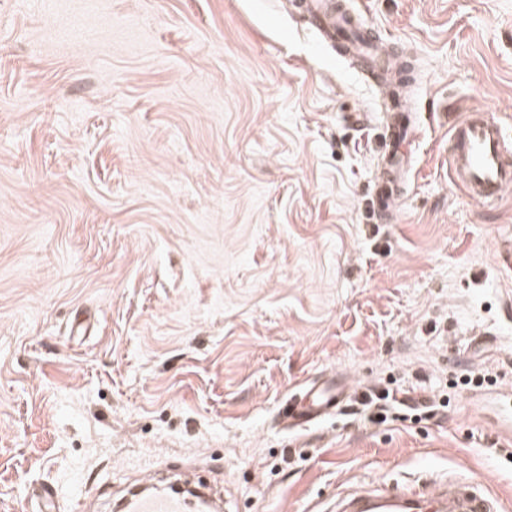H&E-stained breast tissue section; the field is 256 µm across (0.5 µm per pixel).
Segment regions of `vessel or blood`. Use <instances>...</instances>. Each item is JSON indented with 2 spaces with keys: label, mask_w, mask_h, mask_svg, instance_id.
<instances>
[{
  "label": "vessel or blood",
  "mask_w": 512,
  "mask_h": 512,
  "mask_svg": "<svg viewBox=\"0 0 512 512\" xmlns=\"http://www.w3.org/2000/svg\"><path fill=\"white\" fill-rule=\"evenodd\" d=\"M306 10L325 40L338 43L346 55L362 58L372 75L391 74L392 51L368 34L346 37L349 22L333 0H308ZM450 131L448 169L453 185L471 201H499L512 189V135L500 120L480 109L452 120ZM347 391L346 385L331 381L305 386L303 401L291 415L294 425L302 427L334 414ZM123 505L125 512H217L219 508L202 491L183 495L149 486L134 490ZM331 512H506V506L502 498L473 481L435 472L417 483L352 489L338 496Z\"/></svg>",
  "instance_id": "vessel-or-blood-1"
}]
</instances>
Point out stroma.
<instances>
[{"mask_svg":"<svg viewBox=\"0 0 512 512\" xmlns=\"http://www.w3.org/2000/svg\"><path fill=\"white\" fill-rule=\"evenodd\" d=\"M303 2L0 0V512L44 485L116 512L188 469L227 512L430 468L512 507V193L448 172L449 99L512 129V0H347L411 67L400 112ZM394 122L418 134L383 219ZM329 370L346 402L288 427Z\"/></svg>","mask_w":512,"mask_h":512,"instance_id":"35a3bbf8","label":"stroma"}]
</instances>
